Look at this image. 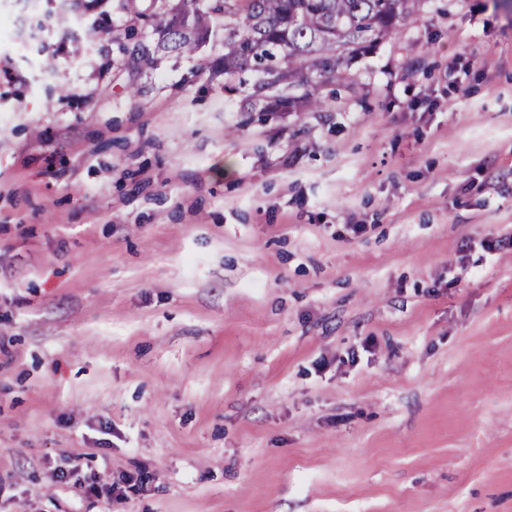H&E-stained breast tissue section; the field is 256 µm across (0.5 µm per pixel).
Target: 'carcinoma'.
<instances>
[{"mask_svg":"<svg viewBox=\"0 0 512 512\" xmlns=\"http://www.w3.org/2000/svg\"><path fill=\"white\" fill-rule=\"evenodd\" d=\"M420 0H153L143 27L156 49L193 55L224 30L212 67L243 107L320 112L322 88L353 80V61L395 35Z\"/></svg>","mask_w":512,"mask_h":512,"instance_id":"cac0c4a2","label":"carcinoma"}]
</instances>
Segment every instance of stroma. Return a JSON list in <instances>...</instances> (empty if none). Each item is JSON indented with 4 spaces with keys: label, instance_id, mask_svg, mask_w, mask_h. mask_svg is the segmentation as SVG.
Masks as SVG:
<instances>
[{
    "label": "stroma",
    "instance_id": "35a3bbf8",
    "mask_svg": "<svg viewBox=\"0 0 512 512\" xmlns=\"http://www.w3.org/2000/svg\"><path fill=\"white\" fill-rule=\"evenodd\" d=\"M151 7L0 0V512H512V0L265 122Z\"/></svg>",
    "mask_w": 512,
    "mask_h": 512
}]
</instances>
